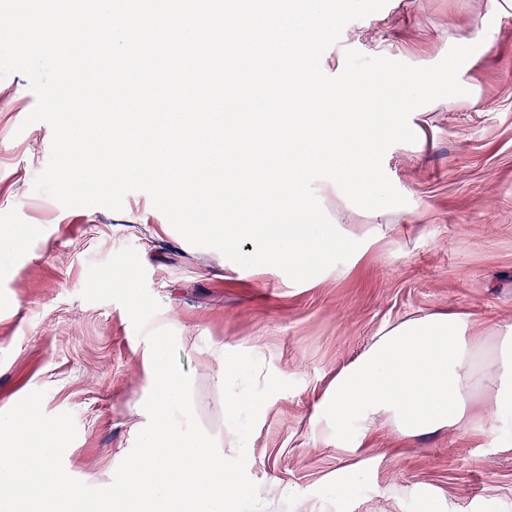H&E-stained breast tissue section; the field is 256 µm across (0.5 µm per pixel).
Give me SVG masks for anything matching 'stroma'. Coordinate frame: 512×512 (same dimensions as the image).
Returning a JSON list of instances; mask_svg holds the SVG:
<instances>
[{
    "label": "stroma",
    "instance_id": "35a3bbf8",
    "mask_svg": "<svg viewBox=\"0 0 512 512\" xmlns=\"http://www.w3.org/2000/svg\"><path fill=\"white\" fill-rule=\"evenodd\" d=\"M500 4L491 13L485 0H388L325 51L321 67L335 76L350 49L423 67L461 38L476 46L458 74L466 95L413 111L415 142L384 156L406 205L377 221L334 182L315 183L330 219L378 240L302 283L191 245L145 192L126 194L119 211L34 192L53 131L26 124L37 97L22 74L0 79V225L19 232L0 255V413L44 391V412L72 413L77 425L64 466L90 486L112 482L142 421L148 340L121 304L80 293L90 264L130 246L161 305L149 326L177 335L198 414L216 373L207 349L257 348L265 372L292 382L248 439L256 482L300 494L316 512H512V434L492 432V399H478L457 429L405 437L378 422L356 453L312 418L338 372L388 325L462 310L486 342L512 324V0Z\"/></svg>",
    "mask_w": 512,
    "mask_h": 512
}]
</instances>
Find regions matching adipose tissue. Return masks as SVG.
<instances>
[{
	"instance_id": "1",
	"label": "adipose tissue",
	"mask_w": 512,
	"mask_h": 512,
	"mask_svg": "<svg viewBox=\"0 0 512 512\" xmlns=\"http://www.w3.org/2000/svg\"><path fill=\"white\" fill-rule=\"evenodd\" d=\"M512 405V324L498 326L491 346L478 343L469 313L422 314L387 327L337 375L313 417L351 442L385 419L406 436L458 427L479 397Z\"/></svg>"
}]
</instances>
